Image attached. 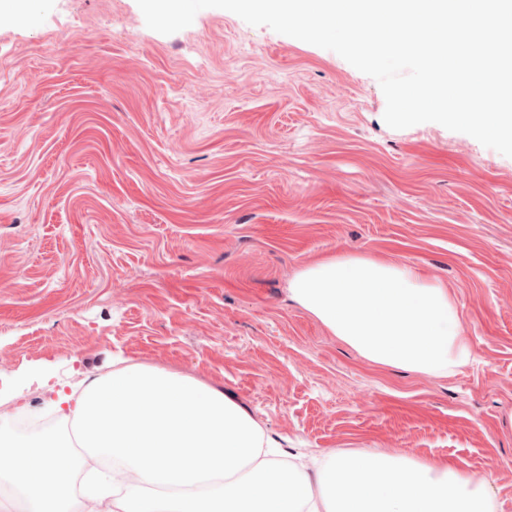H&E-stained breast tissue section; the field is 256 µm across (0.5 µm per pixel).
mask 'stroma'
Returning <instances> with one entry per match:
<instances>
[{
    "instance_id": "35a3bbf8",
    "label": "stroma",
    "mask_w": 512,
    "mask_h": 512,
    "mask_svg": "<svg viewBox=\"0 0 512 512\" xmlns=\"http://www.w3.org/2000/svg\"><path fill=\"white\" fill-rule=\"evenodd\" d=\"M376 79L219 8L0 11V418L123 358L222 390L282 449L445 460L512 512V158L388 127ZM374 253L444 280L474 360L383 367L288 293Z\"/></svg>"
}]
</instances>
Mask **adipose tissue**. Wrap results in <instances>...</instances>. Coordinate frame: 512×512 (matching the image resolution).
Returning <instances> with one entry per match:
<instances>
[{
  "label": "adipose tissue",
  "mask_w": 512,
  "mask_h": 512,
  "mask_svg": "<svg viewBox=\"0 0 512 512\" xmlns=\"http://www.w3.org/2000/svg\"><path fill=\"white\" fill-rule=\"evenodd\" d=\"M296 302L381 366L442 378L474 358L438 277L372 254L327 256L289 283ZM64 430L0 432V512H493L483 480L372 451L271 456L262 428L195 378L120 361L70 383Z\"/></svg>",
  "instance_id": "adipose-tissue-1"
}]
</instances>
